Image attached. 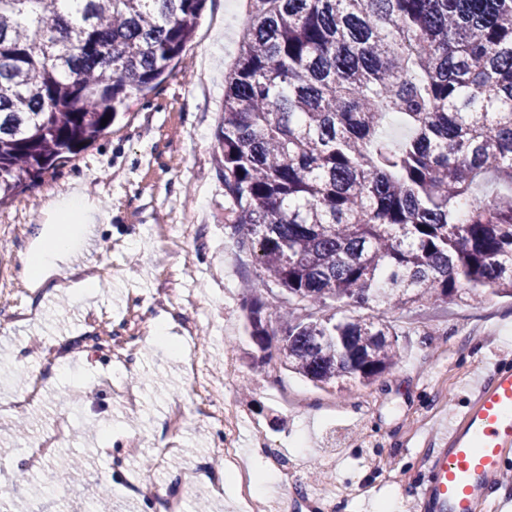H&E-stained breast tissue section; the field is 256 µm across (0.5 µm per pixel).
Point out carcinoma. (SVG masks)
Instances as JSON below:
<instances>
[{
    "mask_svg": "<svg viewBox=\"0 0 512 512\" xmlns=\"http://www.w3.org/2000/svg\"><path fill=\"white\" fill-rule=\"evenodd\" d=\"M245 2L218 142L225 233L261 268L250 337L368 388L399 361L390 313L512 298V0ZM206 3L0 0V205L180 67Z\"/></svg>",
    "mask_w": 512,
    "mask_h": 512,
    "instance_id": "obj_1",
    "label": "carcinoma"
}]
</instances>
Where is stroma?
Segmentation results:
<instances>
[{
	"mask_svg": "<svg viewBox=\"0 0 512 512\" xmlns=\"http://www.w3.org/2000/svg\"><path fill=\"white\" fill-rule=\"evenodd\" d=\"M244 18L243 0H207L185 69L149 94L132 96L109 134L0 207V283L26 291L25 317L0 308V404L39 379L41 398L26 411L32 434L69 425L67 449L91 455L82 475L61 470L66 498L28 496L23 512H88L119 459L135 485H113L112 512H149L151 501L139 493L149 483L180 489L184 512H195L200 500L210 512H239L236 485H223L219 497L212 492L222 485L212 461L219 453L212 424L191 409L178 433L168 428L169 403L193 400L182 363L196 350L205 352L209 379L242 417V459L260 497L325 488L334 512H376L383 502L410 512L430 440L456 410L464 381L485 361L512 358V300L487 293L397 314L401 362L369 388L320 389L284 368L274 386L253 364L243 299L259 267L224 232L217 141L224 72L237 54ZM81 188L107 214L91 228H72L79 242L95 238L97 256L88 264L74 252L71 271L34 283L24 260L53 221L48 204ZM189 209L200 213L191 237L148 233V225L175 223ZM187 261L201 270L197 281L183 279ZM89 270L101 287L78 293L72 283ZM104 314L111 335L128 340L138 326L164 325L171 343L142 344L123 369L89 331ZM191 322L198 326L192 335L185 330ZM116 375L143 394L137 428L127 425L122 397L112 389ZM14 425L0 419V484L13 488L27 474L26 442ZM132 441L142 452L128 460ZM280 459L296 464L294 481H277L272 465Z\"/></svg>",
	"mask_w": 512,
	"mask_h": 512,
	"instance_id": "1",
	"label": "stroma"
}]
</instances>
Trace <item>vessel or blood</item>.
Masks as SVG:
<instances>
[{"label":"vessel or blood","instance_id":"vessel-or-blood-1","mask_svg":"<svg viewBox=\"0 0 512 512\" xmlns=\"http://www.w3.org/2000/svg\"><path fill=\"white\" fill-rule=\"evenodd\" d=\"M512 364L494 361L427 456L415 512H512Z\"/></svg>","mask_w":512,"mask_h":512}]
</instances>
